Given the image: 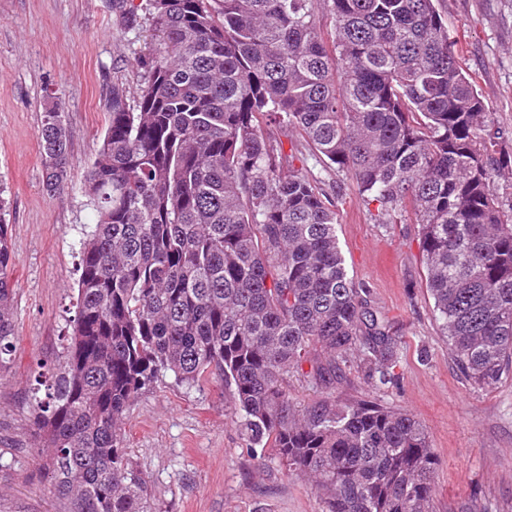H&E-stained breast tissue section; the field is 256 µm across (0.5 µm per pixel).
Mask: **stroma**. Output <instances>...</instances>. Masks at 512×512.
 Here are the masks:
<instances>
[{"label":"stroma","instance_id":"1","mask_svg":"<svg viewBox=\"0 0 512 512\" xmlns=\"http://www.w3.org/2000/svg\"><path fill=\"white\" fill-rule=\"evenodd\" d=\"M145 0H0V197L6 201L16 289L15 356L0 373V512H62L34 421V378L63 361L77 312L81 242L95 212L87 171L108 123L113 80L136 96L135 59L152 25ZM456 50L505 132L512 153V0H437ZM134 11L133 29L124 11ZM59 98L70 132V190L43 186L40 118ZM303 171L335 202L351 277L401 338L395 385L375 389L348 367L340 400H377L413 414L437 459L432 512H512V378L469 386L448 355L412 209L376 220L355 183L302 147ZM124 445L148 485L153 512H322L310 479L262 461L234 416L230 390L172 373L132 403Z\"/></svg>","mask_w":512,"mask_h":512}]
</instances>
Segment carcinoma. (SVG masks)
Listing matches in <instances>:
<instances>
[{
    "instance_id": "obj_1",
    "label": "carcinoma",
    "mask_w": 512,
    "mask_h": 512,
    "mask_svg": "<svg viewBox=\"0 0 512 512\" xmlns=\"http://www.w3.org/2000/svg\"><path fill=\"white\" fill-rule=\"evenodd\" d=\"M156 43L130 98L112 84L85 194L69 350L36 431L68 512H150L121 426L164 372L231 390L256 446L309 477L322 512H431L436 458L410 413L333 395L342 366L397 379L401 342L348 273L336 209L267 126L350 176L379 222L411 207L426 288L463 379L512 376V173L504 132L435 0H146ZM334 21L328 42L320 16ZM43 181L69 188L61 103L45 108ZM9 225L0 216V373L15 350ZM309 364V370L303 365ZM320 391L298 407L284 380Z\"/></svg>"
}]
</instances>
